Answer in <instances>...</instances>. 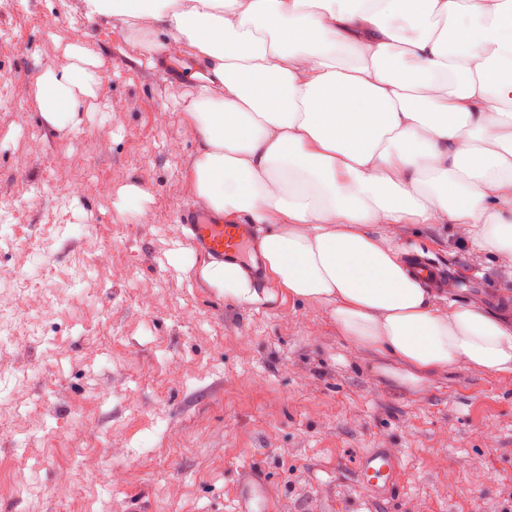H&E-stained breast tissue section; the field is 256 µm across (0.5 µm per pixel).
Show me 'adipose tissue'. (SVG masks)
Returning <instances> with one entry per match:
<instances>
[{"label":"adipose tissue","instance_id":"adipose-tissue-1","mask_svg":"<svg viewBox=\"0 0 512 512\" xmlns=\"http://www.w3.org/2000/svg\"><path fill=\"white\" fill-rule=\"evenodd\" d=\"M130 41L195 50L183 110L197 205L273 225L258 249L288 296L327 307L358 349L411 385L456 367L512 375V320L436 289L373 224H455L512 263V0H81ZM97 56L68 44L36 82L43 121L98 111ZM177 262L240 303L273 300L238 264Z\"/></svg>","mask_w":512,"mask_h":512}]
</instances>
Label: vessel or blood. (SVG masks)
<instances>
[{
  "label": "vessel or blood",
  "instance_id": "1",
  "mask_svg": "<svg viewBox=\"0 0 512 512\" xmlns=\"http://www.w3.org/2000/svg\"><path fill=\"white\" fill-rule=\"evenodd\" d=\"M178 219L204 253L219 261L233 259L245 268H252L253 254L248 246L255 235L253 225L226 224L220 218L190 208L182 209ZM399 473V459L382 448L363 453L356 465L357 479L370 493H392L398 484Z\"/></svg>",
  "mask_w": 512,
  "mask_h": 512
}]
</instances>
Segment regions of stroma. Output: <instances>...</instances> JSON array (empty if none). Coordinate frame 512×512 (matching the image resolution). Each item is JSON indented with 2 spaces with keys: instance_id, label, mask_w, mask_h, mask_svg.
Returning a JSON list of instances; mask_svg holds the SVG:
<instances>
[{
  "instance_id": "stroma-1",
  "label": "stroma",
  "mask_w": 512,
  "mask_h": 512,
  "mask_svg": "<svg viewBox=\"0 0 512 512\" xmlns=\"http://www.w3.org/2000/svg\"><path fill=\"white\" fill-rule=\"evenodd\" d=\"M128 35L79 0H0V468L22 465L0 512H235L243 479L267 512H512V376L458 367L407 388L327 308L269 280L275 301L228 300L174 263L194 86ZM75 41L101 60L104 109L65 134L36 80ZM370 230L446 267L450 298L512 319V276L454 226ZM372 448L400 460L391 497L356 479Z\"/></svg>"
}]
</instances>
